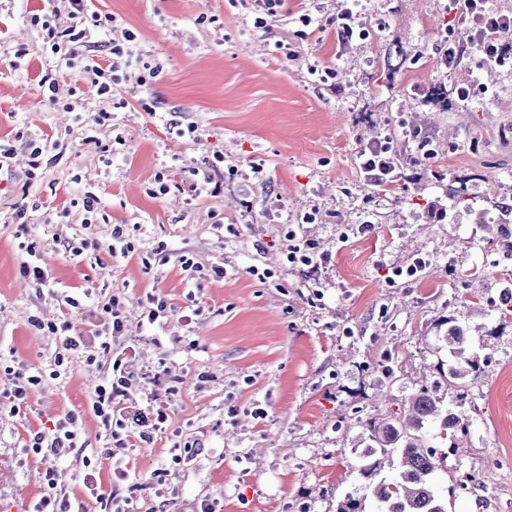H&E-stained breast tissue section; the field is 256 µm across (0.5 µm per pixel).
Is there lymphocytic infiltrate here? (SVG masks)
I'll return each instance as SVG.
<instances>
[{
  "label": "lymphocytic infiltrate",
  "instance_id": "1",
  "mask_svg": "<svg viewBox=\"0 0 512 512\" xmlns=\"http://www.w3.org/2000/svg\"><path fill=\"white\" fill-rule=\"evenodd\" d=\"M468 7L467 18L470 23L469 36L460 40L449 37L448 46L441 56L444 64L456 63L466 49H473L481 63L497 66L503 63L508 50L504 40L512 33V18L491 11L487 0H465ZM68 21L57 26L43 22V40L52 53L58 54L68 68L79 69L84 79L95 88L98 95L112 92V77L107 70L90 58V29L101 26L97 12L91 9V0H66ZM88 329L76 334L70 321H62L59 329L64 336L66 350L80 351L99 346L107 362V376L93 392L90 411L104 430L110 432L116 450L127 446L125 437L137 433L140 441H153L155 435L167 429L168 414L164 406L130 401L129 389L132 376L126 370V360L132 357V346L119 345L120 336L126 335L127 325L122 316L117 297H102L96 315L87 321ZM79 436L77 419L65 417L55 424L52 432L35 433L31 450L39 454L50 451L56 454L68 453L76 448ZM129 472L123 458H116L112 466V491H105L94 472H87L83 482L88 495L95 499L104 512H135L136 506L131 498L119 497L116 489L128 479Z\"/></svg>",
  "mask_w": 512,
  "mask_h": 512
}]
</instances>
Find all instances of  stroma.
Here are the masks:
<instances>
[{
	"label": "stroma",
	"mask_w": 512,
	"mask_h": 512,
	"mask_svg": "<svg viewBox=\"0 0 512 512\" xmlns=\"http://www.w3.org/2000/svg\"><path fill=\"white\" fill-rule=\"evenodd\" d=\"M52 6L0 0V143L15 151L0 169V359L44 376L27 408L0 414V512H28L49 471L86 499L84 459L102 483L112 474V441L89 411L104 370L65 352L50 331L62 310L22 277L23 242L61 286L88 289L71 316L75 330H85L101 292L118 296L136 350L130 370L161 374L169 429L124 457L131 478L120 494L138 506L194 512L206 500L217 512H336L346 496L368 494L396 469L382 456L362 472L365 423L404 414L423 389L449 399L436 324L453 315L470 328L480 368L465 379L464 399H450L469 421L460 448L432 439L438 487L450 512H512V311L492 305L512 279V257L486 253L466 209L452 224L435 212L451 190L481 206L512 183V67L441 63V40L467 28L448 0H359L360 20L379 27L343 49V0H286L264 32L253 27L250 0H92L136 34L133 53L150 67L144 85L113 82L107 99L44 48L32 16ZM305 14L311 34L300 40ZM315 60L332 69L333 84L309 75ZM49 70L54 107L39 85ZM467 87L477 95L459 98ZM72 101L85 113L108 111L97 135L112 141L109 157L86 143L65 109ZM173 123L191 136L173 138ZM418 128L435 155L397 170L389 186L369 185L360 151L385 139L415 153ZM50 139L63 144L61 157L31 169V144ZM216 156L224 191L197 199L191 172ZM88 189L102 216L84 227L73 202ZM309 214L305 231L328 256L315 273L284 251L291 225ZM367 220L371 230L357 234ZM116 224L129 225L131 244L117 260L92 248ZM72 227L88 242L74 260L58 238ZM419 254L426 263L415 279L391 284V270ZM185 256L226 274L192 291ZM254 265L270 278L252 276ZM151 295L167 304L160 337L143 322ZM388 352L397 357L390 376L380 367ZM256 406L265 418L253 417ZM68 415L79 421V448L29 451L31 431ZM179 441L194 443L190 463L172 461Z\"/></svg>",
	"instance_id": "1"
}]
</instances>
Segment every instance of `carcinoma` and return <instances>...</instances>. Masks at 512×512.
<instances>
[{
	"mask_svg": "<svg viewBox=\"0 0 512 512\" xmlns=\"http://www.w3.org/2000/svg\"><path fill=\"white\" fill-rule=\"evenodd\" d=\"M488 211L478 212V226L487 233L484 241L490 246L499 244L500 234L491 233L495 222L486 219ZM442 336L438 341L448 351L451 364L448 365L450 380H458L478 369V364L464 356L469 347L471 336L468 328L456 318L448 316L441 321ZM437 424L445 431L451 448L459 447L457 435L468 432L467 419L449 407H443L442 401L422 391L410 400L408 417L394 416L386 420H369V443L365 456L370 457L376 449L384 453H397L398 473L395 478L380 480L371 489L376 503L375 512H448V499L436 490L433 474L436 471L435 454L429 451L424 430Z\"/></svg>",
	"mask_w": 512,
	"mask_h": 512,
	"instance_id": "1",
	"label": "carcinoma"
}]
</instances>
